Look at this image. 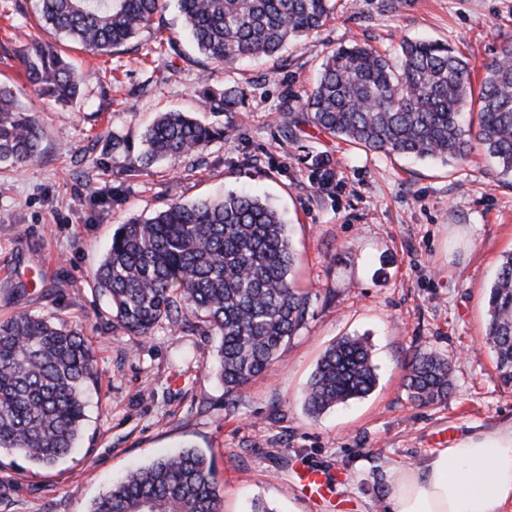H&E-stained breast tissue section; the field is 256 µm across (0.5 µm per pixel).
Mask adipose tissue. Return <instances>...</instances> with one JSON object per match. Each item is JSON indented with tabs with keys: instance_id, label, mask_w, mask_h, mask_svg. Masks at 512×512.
<instances>
[{
	"instance_id": "ef3b65f1",
	"label": "adipose tissue",
	"mask_w": 512,
	"mask_h": 512,
	"mask_svg": "<svg viewBox=\"0 0 512 512\" xmlns=\"http://www.w3.org/2000/svg\"><path fill=\"white\" fill-rule=\"evenodd\" d=\"M512 505V429L430 456L392 485L389 512H505Z\"/></svg>"
}]
</instances>
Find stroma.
<instances>
[{"instance_id":"stroma-1","label":"stroma","mask_w":512,"mask_h":512,"mask_svg":"<svg viewBox=\"0 0 512 512\" xmlns=\"http://www.w3.org/2000/svg\"><path fill=\"white\" fill-rule=\"evenodd\" d=\"M320 32L281 54L224 66L184 42L174 10L155 17L111 56L58 42L85 80L79 103L39 97L20 73L24 45L56 42L36 21L38 0H0V80L12 82L45 131L42 151L0 176V320L50 313L79 326L96 351L87 419L73 453L53 467L24 459L0 467V512H89L134 465L183 446L214 460L221 512H387L405 469L460 440L512 428V388L483 343L487 291L512 251V176L482 148L444 164L366 152L305 126L281 129L285 102L311 91L324 56L368 43L394 51L405 38L447 42L468 58L473 82L512 41V0H336ZM241 85L235 112L203 113L235 135L177 163L124 170L143 150L155 113L194 111L197 93ZM125 147L113 151V136ZM335 188L320 191L316 169ZM251 190L283 214L298 254L296 277L311 294L305 326L227 405L212 371L217 336L159 326L143 339L112 320L93 273L116 228L148 218L169 199ZM368 337L378 385L362 399L309 416L303 389L324 350L343 336ZM419 351L447 357V401L414 405L404 366ZM322 470L323 497L309 496L304 469Z\"/></svg>"}]
</instances>
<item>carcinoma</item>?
<instances>
[{"mask_svg": "<svg viewBox=\"0 0 512 512\" xmlns=\"http://www.w3.org/2000/svg\"><path fill=\"white\" fill-rule=\"evenodd\" d=\"M165 0H40L45 24L86 49L108 54L146 28ZM198 52L226 65L271 56L327 24L332 0H176ZM26 81L39 96L65 106L80 98L83 77L49 43L22 53ZM244 92H202V110L232 112ZM290 126L321 132L369 152L443 162L464 161L475 146L512 175V42L502 44L473 85L464 54L446 43L405 40L399 62L371 45L331 50ZM216 126L184 112H162L142 134L144 151L125 171L178 161L216 139ZM43 131L35 113L0 83V168L34 159ZM286 224L267 202L247 193L184 202L173 198L153 216L119 225L94 272L122 328L145 338L163 324L206 328L220 337L213 369L232 405L250 381L280 360L305 325L311 299L293 275ZM485 340L501 382L512 386V252L503 256L488 293ZM95 374L90 339L52 315L17 313L0 321V454L50 467L69 454L85 420V391ZM372 347L343 337L325 350L304 393L310 415L362 398L377 385ZM448 359L418 352L404 386L418 405L447 399ZM91 512H220L213 460L184 449L130 470Z\"/></svg>", "mask_w": 512, "mask_h": 512, "instance_id": "1", "label": "carcinoma"}]
</instances>
